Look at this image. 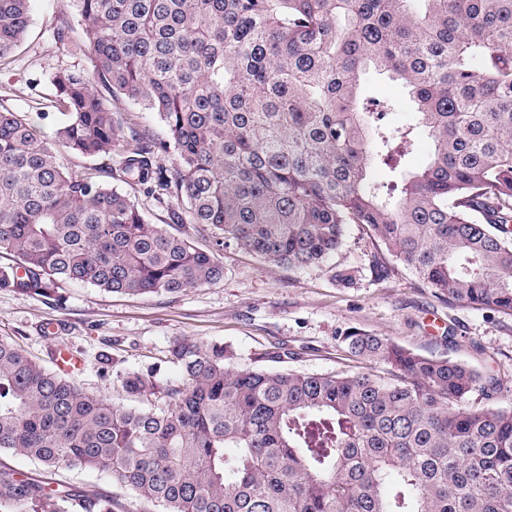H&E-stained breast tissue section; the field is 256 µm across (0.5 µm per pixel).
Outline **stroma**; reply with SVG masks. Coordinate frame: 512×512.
<instances>
[{
	"label": "stroma",
	"mask_w": 512,
	"mask_h": 512,
	"mask_svg": "<svg viewBox=\"0 0 512 512\" xmlns=\"http://www.w3.org/2000/svg\"><path fill=\"white\" fill-rule=\"evenodd\" d=\"M77 20V0H31L26 37L14 62L0 66V101L46 137L62 119L53 103L52 73L89 65L88 49L57 39L58 28ZM179 230L196 247L215 251L223 279L142 296L66 283L60 307L0 291V338L47 364L67 349L81 360L75 382L114 399L118 374L158 361L176 336L227 343L237 354L236 367L243 369L271 367L269 352L284 351L285 367L297 371L385 373L386 365L351 358L341 342L350 332L367 331L416 353L488 371L502 398L512 400V316L439 300L410 269L378 250L364 226L347 227L334 259L335 266L354 270L349 285L334 281L331 267L288 269L232 245L215 250L210 231L201 226L186 223ZM378 261L387 265V275H376ZM104 354L109 363L101 362ZM56 478L88 494H111L114 512H154L106 475L63 468Z\"/></svg>",
	"instance_id": "1"
}]
</instances>
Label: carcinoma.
<instances>
[{
	"label": "carcinoma",
	"instance_id": "1",
	"mask_svg": "<svg viewBox=\"0 0 512 512\" xmlns=\"http://www.w3.org/2000/svg\"><path fill=\"white\" fill-rule=\"evenodd\" d=\"M77 2L57 38L90 68L54 73V137L0 103L1 291L61 306L63 282L141 295L224 277L102 171L60 164L114 153L111 178L166 191L171 222L208 227L218 250L304 269L362 224L437 296L512 314V0ZM29 7L0 0V66ZM371 69L407 89L404 127L363 96ZM121 96L166 138L120 135ZM342 343L387 375L238 369L231 346L176 336L179 382L130 369L115 402L0 339V450L103 473L157 512H512V405L493 375L368 332ZM0 512H112V496L0 466Z\"/></svg>",
	"mask_w": 512,
	"mask_h": 512
}]
</instances>
